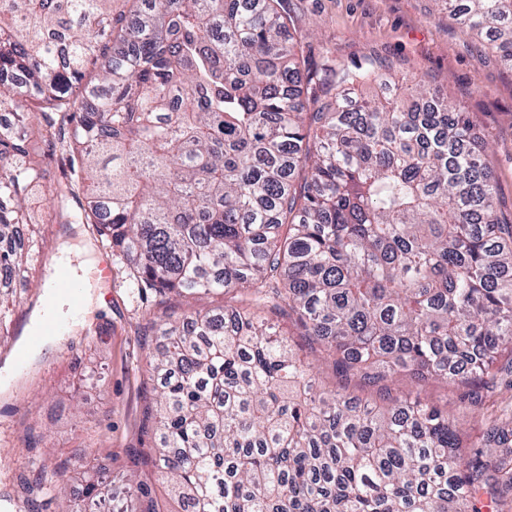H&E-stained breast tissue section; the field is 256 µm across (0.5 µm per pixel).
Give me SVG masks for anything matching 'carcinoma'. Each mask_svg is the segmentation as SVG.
Here are the masks:
<instances>
[{
    "label": "carcinoma",
    "mask_w": 512,
    "mask_h": 512,
    "mask_svg": "<svg viewBox=\"0 0 512 512\" xmlns=\"http://www.w3.org/2000/svg\"><path fill=\"white\" fill-rule=\"evenodd\" d=\"M0 0V114L73 127L60 219L93 224L140 292L224 294L152 321L154 465L177 512H512V224L486 141L416 80L356 102L389 63L314 70L286 0ZM512 70V0H443ZM411 97L427 105L412 112ZM25 135L0 124V238L27 223ZM76 207H71V204ZM24 255L0 249L19 274ZM295 317L332 366L318 391L268 314ZM405 372L502 416L476 441L380 386ZM358 379L378 399L348 392ZM62 467L0 501L37 512ZM157 512L150 489H128ZM99 481L87 483L89 512Z\"/></svg>",
    "instance_id": "carcinoma-1"
}]
</instances>
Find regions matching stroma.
<instances>
[{
  "mask_svg": "<svg viewBox=\"0 0 512 512\" xmlns=\"http://www.w3.org/2000/svg\"><path fill=\"white\" fill-rule=\"evenodd\" d=\"M294 27L307 34L305 53L311 65L326 58L354 67L373 55L393 67L394 79L415 73L448 93L467 112L489 145L486 163L496 181L498 214L512 222V72L501 67L494 52L460 34L438 0H288ZM26 145L32 164L44 170L29 202L33 221L26 237L36 245L28 279H13L12 318L17 334L0 345V456L8 467L0 487L18 474L35 477L44 460L66 465L65 482L44 497L38 512H60L63 502L79 496L86 464H93L113 490L114 512H140L137 503L122 499L131 481L147 483L159 512H172L173 502L152 465L133 463L129 451L143 449L154 457V439L144 412L151 396L148 357L156 346L143 328L153 316L180 318L186 308L207 311L223 306L220 294L185 302L139 294L125 260L112 259V276L90 283L85 314L65 336L33 355L23 371H11L13 353L24 344L30 325L43 310L44 291L61 258L92 266L106 247L84 224L55 219L52 188L68 168L66 155L51 154L37 132ZM276 321L293 353L307 360L334 389L333 371L318 357L308 337L288 316ZM397 392L417 396L447 411L470 437L484 430L481 412L465 409L456 386L436 379L415 381L397 374ZM35 450H28V437Z\"/></svg>",
  "mask_w": 512,
  "mask_h": 512,
  "instance_id": "35a3bbf8",
  "label": "stroma"
}]
</instances>
